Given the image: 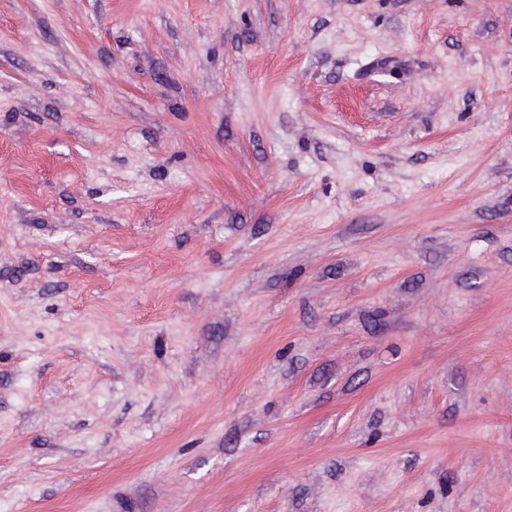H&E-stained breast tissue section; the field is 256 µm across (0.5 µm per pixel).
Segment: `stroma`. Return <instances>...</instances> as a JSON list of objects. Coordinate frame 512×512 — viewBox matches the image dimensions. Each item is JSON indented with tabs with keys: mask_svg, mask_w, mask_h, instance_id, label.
<instances>
[{
	"mask_svg": "<svg viewBox=\"0 0 512 512\" xmlns=\"http://www.w3.org/2000/svg\"><path fill=\"white\" fill-rule=\"evenodd\" d=\"M0 512H512V0H0Z\"/></svg>",
	"mask_w": 512,
	"mask_h": 512,
	"instance_id": "35a3bbf8",
	"label": "stroma"
}]
</instances>
